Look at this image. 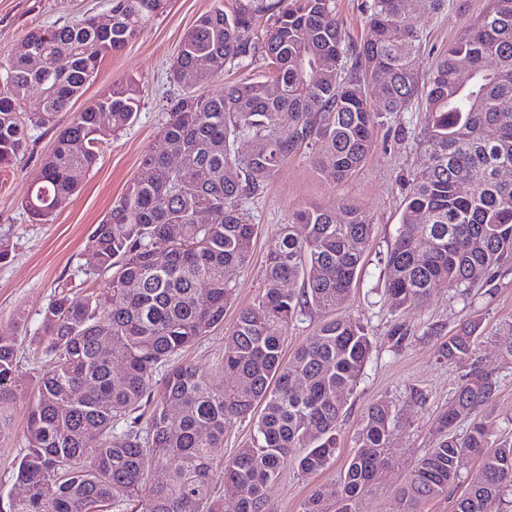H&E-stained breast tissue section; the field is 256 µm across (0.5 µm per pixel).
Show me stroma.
I'll list each match as a JSON object with an SVG mask.
<instances>
[{
	"mask_svg": "<svg viewBox=\"0 0 512 512\" xmlns=\"http://www.w3.org/2000/svg\"><path fill=\"white\" fill-rule=\"evenodd\" d=\"M214 3L171 0L168 10L136 41L102 60L96 78L68 111L30 131L13 167L0 169V244L9 249L8 259L0 261V336L16 337L17 371L25 381L13 396L0 401V418L10 425L9 432L0 437L2 498L23 492L16 482V469L26 453L23 429L35 378L54 363L40 335L43 312L59 293L78 296L104 286V278L91 280L85 275L93 263L88 238L113 200L125 192L143 154L162 149L158 131L165 120L166 102L182 90L171 81L170 67L185 33ZM490 4L491 0H447L439 13L413 17L425 65L434 64L465 27L477 24ZM109 11L110 0H0V62L34 28L59 26L83 14L103 17ZM127 78L142 88L134 122L102 144L97 164L53 221H31L22 204L59 132L73 113L107 94L113 82ZM426 117L425 104L418 100L408 111L376 122L364 162L340 184L319 177L308 147L292 153L265 191L243 204L258 233L250 262L226 274L234 295L223 325L178 358L179 363L203 372L215 366L238 310L255 304L262 291L269 243L298 208L350 205L369 215L373 229L366 258L350 299L338 313L365 326L373 342L370 360L338 421L336 455L330 465L318 473L304 474L294 463H286L267 491L264 512H299L314 489L336 482L366 410L381 400L395 407L390 437L393 463L377 475L359 509L395 512L398 492L409 472L433 446L437 416L449 407L471 369L488 374L495 390L485 404L459 416L457 433L481 422L492 439L512 436V358L499 342L503 330L512 326V265L472 288H441L402 309L395 308L384 293L385 259L401 224L409 183L420 166L419 139ZM20 314L26 319L22 329L16 324ZM466 326L473 328L476 340L463 367L448 362L442 348Z\"/></svg>",
	"mask_w": 512,
	"mask_h": 512,
	"instance_id": "35a3bbf8",
	"label": "stroma"
}]
</instances>
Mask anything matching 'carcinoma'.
<instances>
[{"label":"carcinoma","mask_w":512,"mask_h":512,"mask_svg":"<svg viewBox=\"0 0 512 512\" xmlns=\"http://www.w3.org/2000/svg\"><path fill=\"white\" fill-rule=\"evenodd\" d=\"M445 2L368 0L372 37L352 49L335 0H234L231 10L217 4L194 21L174 58L175 80L191 71L201 87L226 67L257 61L265 70L224 85L219 96L194 90L170 99L159 130L164 149L144 154L89 238L91 275L108 277L105 286L81 296L62 293L45 309L42 336L55 366L38 376L30 403L28 453L17 470L26 495L9 499L5 512H103L124 504L133 512H262L288 458L304 474L328 467L336 424L369 360L371 339L359 323L334 316L286 359L281 333L306 309L332 313L348 300L370 242L365 212L298 209L270 243L262 294L238 312L217 365L208 373L169 367L224 324L232 300L225 271L250 261L256 235L242 202L261 195L302 145L313 151L325 181L341 183L367 155L380 113L404 112L425 96L422 167L385 261L391 302L403 308L438 288H469L512 263V184L495 177L498 166H512V107L505 106L512 103V0H492L482 20L426 71L409 20ZM169 3L111 0L107 30L84 14L30 31L3 66L0 167L14 165L28 130L69 109L101 61L143 34ZM260 13L269 17L258 37ZM348 51L354 63L347 68ZM34 54L42 58L39 67ZM201 59L211 65L198 67ZM140 94L134 80H121L75 113L24 201L34 221L47 223L66 207L103 141L133 121ZM246 137L265 142V150L240 155L237 143ZM462 181L470 192H459ZM202 211L211 223L195 222ZM296 224L306 228L304 236L295 234ZM424 239L430 248H421ZM298 280L300 288L284 287ZM472 342L465 327L448 338L443 354L462 365ZM15 350L14 337L0 336V399L20 386ZM494 388L486 374L465 376L437 419L434 447L401 488L397 512H425L448 494L471 457L481 460L483 478L456 500L454 512H497L512 491V439L490 441L481 422L463 436L454 430L459 414L488 401ZM394 418L386 401L368 409L338 482L314 491L301 512H359L360 498L393 460ZM237 419L255 420V435L224 463V482L239 491L227 505L215 497L211 472L224 453V431ZM156 468L165 480L149 478Z\"/></svg>","instance_id":"cac0c4a2"}]
</instances>
